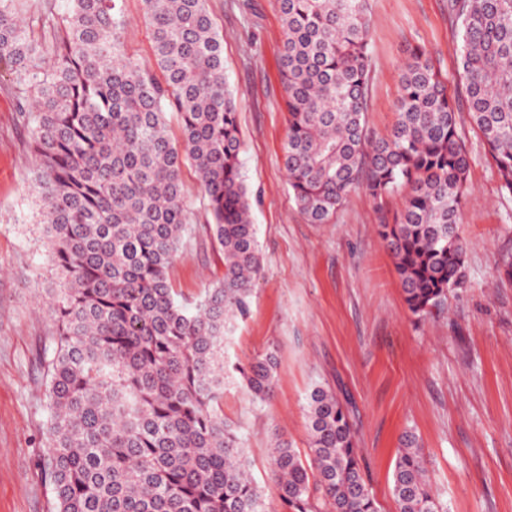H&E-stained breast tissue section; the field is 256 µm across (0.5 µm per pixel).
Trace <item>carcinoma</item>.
Masks as SVG:
<instances>
[{
	"instance_id": "1",
	"label": "carcinoma",
	"mask_w": 512,
	"mask_h": 512,
	"mask_svg": "<svg viewBox=\"0 0 512 512\" xmlns=\"http://www.w3.org/2000/svg\"><path fill=\"white\" fill-rule=\"evenodd\" d=\"M123 0H67L59 24L31 36L20 0H0V71L17 77L20 111L37 114L34 188L63 288L51 295L43 467L56 512H266L244 442L224 422V334L261 272L242 172L224 45L206 0H142L152 62L129 55ZM288 187L325 224L364 184L414 315L463 283L460 235L469 153L448 74L414 47L399 68L398 119L369 137L367 0H279ZM462 44L456 79L512 196V0H448ZM176 116L181 138L170 134ZM194 169L224 252V276L194 309L168 270L191 212ZM400 194L393 221L386 198ZM273 353L236 368L253 397L273 396ZM306 454L276 437L270 478L282 512H378L362 474L347 405L310 392ZM398 512H445L422 448L404 436L393 471Z\"/></svg>"
}]
</instances>
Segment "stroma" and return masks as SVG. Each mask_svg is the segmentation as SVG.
<instances>
[{
    "mask_svg": "<svg viewBox=\"0 0 512 512\" xmlns=\"http://www.w3.org/2000/svg\"><path fill=\"white\" fill-rule=\"evenodd\" d=\"M128 53L149 60L141 0H124ZM224 38V67L241 98L243 172L263 270L247 314L224 339V366L265 352L278 361L266 402L227 383L224 418L242 433L252 474L277 512L269 448L283 434L307 448L306 398L323 385L349 403L360 466L379 512H397L392 474L400 437L413 432L446 512H512V281L496 262L512 255V196L495 163L457 114L470 155L459 232L466 280L439 309L407 308L379 234L372 198L353 190L327 224L309 223L288 193L283 143L288 131L279 79L278 0H206ZM371 84L368 129L386 135L396 120L399 70L423 47L455 72L460 38L448 0H369ZM14 75H0V512H55V494L37 461L47 443L48 387L42 362L56 330L47 299L60 283L43 235L33 187L39 157L18 110ZM193 224L169 270L178 299L195 300L224 275V254L193 169L183 173Z\"/></svg>",
    "mask_w": 512,
    "mask_h": 512,
    "instance_id": "1",
    "label": "stroma"
}]
</instances>
